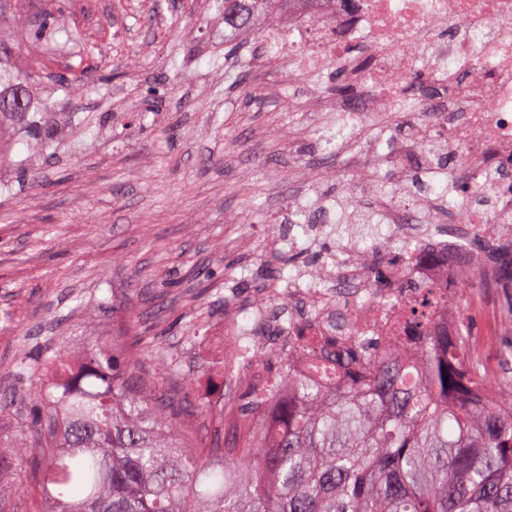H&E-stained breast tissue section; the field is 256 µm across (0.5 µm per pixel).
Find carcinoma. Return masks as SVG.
<instances>
[{"label": "carcinoma", "instance_id": "carcinoma-1", "mask_svg": "<svg viewBox=\"0 0 512 512\" xmlns=\"http://www.w3.org/2000/svg\"><path fill=\"white\" fill-rule=\"evenodd\" d=\"M284 2L216 0L224 46H238L256 15ZM2 95L21 105L0 109V133L14 119L30 152L49 147L53 130L23 79L0 72ZM449 269L463 283L481 279L470 261ZM402 287L414 289L411 347L362 336L344 313L313 307L282 328L285 349L251 351L239 373L282 363L288 398L271 426L266 394L250 390L248 404L228 411L236 434L224 450L189 443L127 349L70 347L31 367L20 359L18 373L37 380L25 395L29 421L11 444L0 434V472L26 448L35 488L17 511V489L0 483V512H512V377L490 383L467 319L450 344L431 335L432 293L409 280ZM321 346L343 349L345 382L296 374Z\"/></svg>", "mask_w": 512, "mask_h": 512}]
</instances>
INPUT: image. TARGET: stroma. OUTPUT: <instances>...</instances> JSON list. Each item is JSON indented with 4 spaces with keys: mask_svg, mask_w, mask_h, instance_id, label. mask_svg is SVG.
Listing matches in <instances>:
<instances>
[{
    "mask_svg": "<svg viewBox=\"0 0 512 512\" xmlns=\"http://www.w3.org/2000/svg\"><path fill=\"white\" fill-rule=\"evenodd\" d=\"M50 11L62 32L43 29ZM281 22L261 17L232 53L214 0H0V71L24 73L61 128L39 157L0 146V395L32 385L12 373L19 356L109 340L134 347L191 437L226 447L215 415L247 385L217 378L237 344L225 326L250 323L260 294L292 287L305 304L313 270L322 292L342 290L338 245L399 253L375 209L336 239L327 208L385 191L433 217L420 116L378 112L354 139L326 141L346 79L331 67L315 85H284L258 58ZM79 79L88 91L75 99ZM462 310L490 376H512L498 358L512 317L492 290L466 294ZM168 354L179 366L165 373Z\"/></svg>",
    "mask_w": 512,
    "mask_h": 512,
    "instance_id": "stroma-1",
    "label": "stroma"
}]
</instances>
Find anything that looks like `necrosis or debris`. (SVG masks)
Masks as SVG:
<instances>
[{
	"instance_id": "necrosis-or-debris-1",
	"label": "necrosis or debris",
	"mask_w": 512,
	"mask_h": 512,
	"mask_svg": "<svg viewBox=\"0 0 512 512\" xmlns=\"http://www.w3.org/2000/svg\"><path fill=\"white\" fill-rule=\"evenodd\" d=\"M443 23L462 38L436 39ZM261 58L290 85L317 80L332 64L341 69L356 92L341 108L340 128L349 134L367 113L415 112L460 153V173L489 178L512 163V0H308L293 9L287 26L268 31ZM453 195L447 221L455 230L436 240V259L416 251L417 214L390 196L380 201L391 231L413 252L409 277L442 300L429 316L431 330L451 336L463 287L440 257L463 255L469 238L491 236L499 255L484 266V277L512 260V184L500 183L488 210L461 189ZM339 265L352 287L342 300L359 333L409 344L412 330L401 309L386 312L365 299L364 272L347 257Z\"/></svg>"
}]
</instances>
